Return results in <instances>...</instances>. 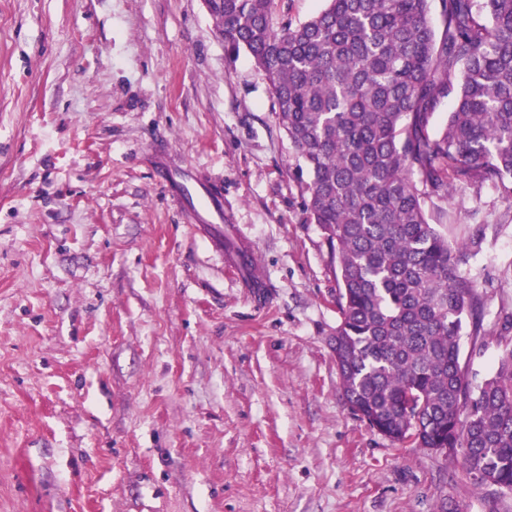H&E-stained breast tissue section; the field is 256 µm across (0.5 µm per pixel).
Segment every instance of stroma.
Returning a JSON list of instances; mask_svg holds the SVG:
<instances>
[{
	"mask_svg": "<svg viewBox=\"0 0 512 512\" xmlns=\"http://www.w3.org/2000/svg\"><path fill=\"white\" fill-rule=\"evenodd\" d=\"M155 151L221 180L220 232L187 222ZM308 179L203 0H0V512H512L346 404ZM427 210L484 230L483 331L460 339L479 382L512 311V205L454 186ZM238 237L266 287L227 264Z\"/></svg>",
	"mask_w": 512,
	"mask_h": 512,
	"instance_id": "1",
	"label": "stroma"
}]
</instances>
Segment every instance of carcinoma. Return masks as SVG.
Instances as JSON below:
<instances>
[{
    "label": "carcinoma",
    "mask_w": 512,
    "mask_h": 512,
    "mask_svg": "<svg viewBox=\"0 0 512 512\" xmlns=\"http://www.w3.org/2000/svg\"><path fill=\"white\" fill-rule=\"evenodd\" d=\"M274 22L275 0H205L224 42L264 73L310 175L312 223L336 266V368L353 412L402 448L461 453L477 488L512 494V346L470 386L459 337L480 335L464 266L482 235L429 223L448 187L512 202V0H325ZM453 106L440 130L430 119Z\"/></svg>",
    "instance_id": "1"
}]
</instances>
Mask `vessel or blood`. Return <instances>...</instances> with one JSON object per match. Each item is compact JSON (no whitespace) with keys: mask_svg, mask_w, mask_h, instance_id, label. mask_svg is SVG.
Listing matches in <instances>:
<instances>
[{"mask_svg":"<svg viewBox=\"0 0 512 512\" xmlns=\"http://www.w3.org/2000/svg\"><path fill=\"white\" fill-rule=\"evenodd\" d=\"M162 175L173 198L190 207L195 224L207 227L224 223V197L218 179L185 168L166 169Z\"/></svg>","mask_w":512,"mask_h":512,"instance_id":"vessel-or-blood-1","label":"vessel or blood"}]
</instances>
